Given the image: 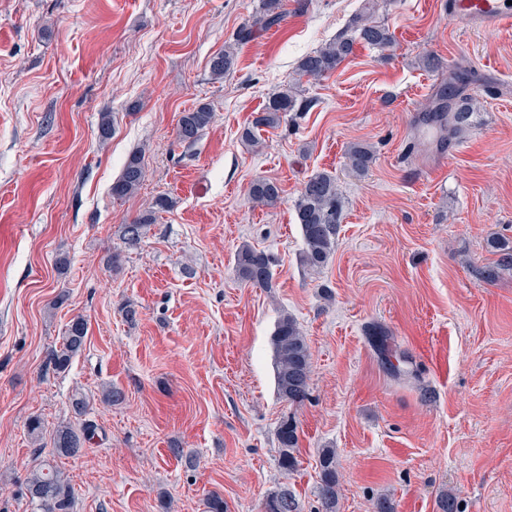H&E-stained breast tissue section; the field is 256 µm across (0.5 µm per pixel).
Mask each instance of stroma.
Returning <instances> with one entry per match:
<instances>
[{"instance_id": "1", "label": "stroma", "mask_w": 512, "mask_h": 512, "mask_svg": "<svg viewBox=\"0 0 512 512\" xmlns=\"http://www.w3.org/2000/svg\"><path fill=\"white\" fill-rule=\"evenodd\" d=\"M443 2L282 0L281 24L240 43L260 0H0V512H33L28 418L52 433L74 421L78 393L97 434L57 461L73 512H205L211 492L224 512H264L283 487L300 512H324L325 448L336 512L383 499L440 512L448 496L458 512H512V269L479 276L497 259L490 241L512 243V33L453 23ZM366 11L392 47L356 43L335 71L297 82L299 60ZM231 44L234 71L212 79L210 58ZM427 53L439 70L419 67ZM454 76L478 108L444 142L422 116ZM291 83L311 108L245 144L243 128ZM203 103L214 119L184 150L179 117ZM353 143L375 153L361 177L343 166ZM136 150L145 182L113 198ZM323 170L345 219L311 270L295 201ZM259 177L279 183L274 206L250 201ZM160 193L174 208L126 247L119 225ZM245 244L270 255L272 287L237 278ZM284 314L311 353L301 405L276 387ZM78 315L84 348L56 372L48 355ZM109 384L121 404L103 401ZM287 417L300 437L288 474L276 441ZM321 469L320 483L317 488L318 498L321 500L325 512H336L339 488L336 480L335 455L331 450H322L319 456Z\"/></svg>"}]
</instances>
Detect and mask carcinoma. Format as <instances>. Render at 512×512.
<instances>
[{"instance_id": "carcinoma-1", "label": "carcinoma", "mask_w": 512, "mask_h": 512, "mask_svg": "<svg viewBox=\"0 0 512 512\" xmlns=\"http://www.w3.org/2000/svg\"><path fill=\"white\" fill-rule=\"evenodd\" d=\"M284 20L280 0H260V6L252 24L239 29L237 41H247L255 30L270 29ZM375 49L389 47L393 38L389 28L372 19L366 12L353 17L349 26L331 42L303 56L297 67V74L310 80H318L334 71L353 52L356 41ZM234 50H223L210 60V72L215 80H221L235 67ZM473 98L456 94L453 111L448 113V130L458 134L469 127L474 112ZM309 102L299 98L297 87L292 85L269 98L263 111L257 113L250 126L243 129L241 138L254 146L259 143L257 132L264 128H277L292 112H304ZM214 112L207 104H200L180 116L176 139L178 144L190 149L201 138L203 131L211 124ZM345 166L352 173L362 176L371 168L375 154L367 144H352L344 153ZM146 169L139 152L129 155L120 175L112 184V197L122 199L134 194L144 183ZM251 201L256 205L269 206L280 196V187L270 179L258 178L251 182L248 190ZM174 201L166 193L154 197L148 210L129 223L119 226L118 232L123 243L138 246L150 225L156 223L159 214L172 210ZM297 224L304 242L301 255L303 265L315 270L324 267L336 245L340 224L344 220V203L336 177L327 172H315L303 182L295 202ZM500 258L497 263L482 271L487 282L498 278L499 270L512 267V246H498ZM235 272L238 278L256 287H272V262L268 254L244 244L235 256ZM87 335V323L81 316L72 318L67 324L60 348L50 353L49 361L58 372L71 364L72 358L83 349ZM275 358V380L279 395L292 404L303 403L309 394L312 365L311 353L298 322L282 316L275 327L272 339ZM96 426L90 422L76 428L61 424L51 436L52 453L58 456L74 457L95 435ZM278 464L286 473L293 472L299 465L298 426L294 419L281 421L277 428ZM321 469L317 488L325 512H336L339 490L336 480L335 455L324 450L319 456ZM26 497L38 512H72L74 490L71 484L49 459H41L34 466L26 483ZM265 512H299L295 494L283 487L271 494L265 503Z\"/></svg>"}]
</instances>
